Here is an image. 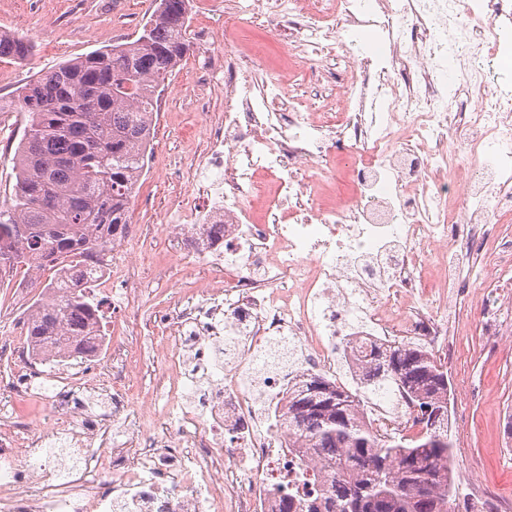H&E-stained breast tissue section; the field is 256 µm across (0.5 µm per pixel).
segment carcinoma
Segmentation results:
<instances>
[{
	"instance_id": "carcinoma-1",
	"label": "carcinoma",
	"mask_w": 512,
	"mask_h": 512,
	"mask_svg": "<svg viewBox=\"0 0 512 512\" xmlns=\"http://www.w3.org/2000/svg\"><path fill=\"white\" fill-rule=\"evenodd\" d=\"M192 0H157L131 42L65 61L0 97V112L26 126L16 182L0 206V282L27 268H54L48 298L34 302L26 344L41 354L86 357L101 346L100 303L85 285L129 224L135 182L154 138L161 88L190 50ZM34 45L0 31V59L25 61ZM364 386L401 389L416 409L413 435L375 433L350 390L320 374L288 389L280 428L289 447L319 464L315 494L282 496L279 512H460L453 443L423 420L448 427V373L417 345L363 346Z\"/></svg>"
}]
</instances>
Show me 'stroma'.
I'll return each instance as SVG.
<instances>
[{"mask_svg": "<svg viewBox=\"0 0 512 512\" xmlns=\"http://www.w3.org/2000/svg\"><path fill=\"white\" fill-rule=\"evenodd\" d=\"M155 0H0V29L24 32L33 42V55L23 63L0 60V96L10 95L30 76L89 52L134 39L151 17ZM190 22L209 32V47L192 45L176 72V94L168 96L164 111L156 113L152 155L168 171L189 164L198 155L202 138L196 125V98H204L211 112L224 109L222 85L201 86L193 75L202 68L209 51L224 47V23L212 11L209 0H194ZM23 134L21 118L0 112V204L9 202L15 184L14 155ZM177 190L153 178L139 181L138 201L130 208V224L122 239L131 250L161 268L168 242L153 234L161 215L170 207ZM207 277L199 264L186 263L176 278L151 277L138 286L136 321H129L116 305L125 283H115L103 310L104 331L122 354L134 377L130 401L152 390L164 369L165 355L153 325L155 315L169 302L174 287L189 288ZM41 292L39 281L26 287L0 288V340L15 341L16 323L32 299ZM456 315L460 335L451 339L447 372L451 390L465 420L461 432L452 434L456 491L460 505L471 502V473H478L492 500L512 499V444L505 433V413L512 406V337L496 351H486L482 324L468 300H460Z\"/></svg>", "mask_w": 512, "mask_h": 512, "instance_id": "obj_1", "label": "stroma"}]
</instances>
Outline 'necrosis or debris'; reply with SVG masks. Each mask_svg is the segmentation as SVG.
Masks as SVG:
<instances>
[{
	"label": "necrosis or debris",
	"mask_w": 512,
	"mask_h": 512,
	"mask_svg": "<svg viewBox=\"0 0 512 512\" xmlns=\"http://www.w3.org/2000/svg\"><path fill=\"white\" fill-rule=\"evenodd\" d=\"M247 16L287 35L292 70L269 67L265 42H238ZM511 47L512 0H373L367 11L359 0H248L226 16L224 49L205 71L224 82V110L198 112L203 149L158 226L170 267L188 252L208 270L157 318L165 408L110 436L130 409L128 368L74 385L10 346L25 381L5 398L35 393L46 408L22 422L31 449L0 466V512H278L285 491L307 487L279 427L289 378L270 370L271 343L301 352L300 374L335 375L363 337L446 355L460 270L486 251L471 298L486 308L487 348L498 347L512 242L488 230L512 222V95L491 89L483 67ZM335 54L338 70L326 65ZM322 80L339 92L314 111L304 91ZM462 155L481 158L478 178L460 174ZM207 224L223 238L210 242ZM217 347L224 368L195 386L187 360ZM100 387L108 412L71 428L81 392ZM98 435L111 438L107 454L65 474L47 465L58 440L83 447Z\"/></svg>",
	"instance_id": "necrosis-or-debris-1"
}]
</instances>
